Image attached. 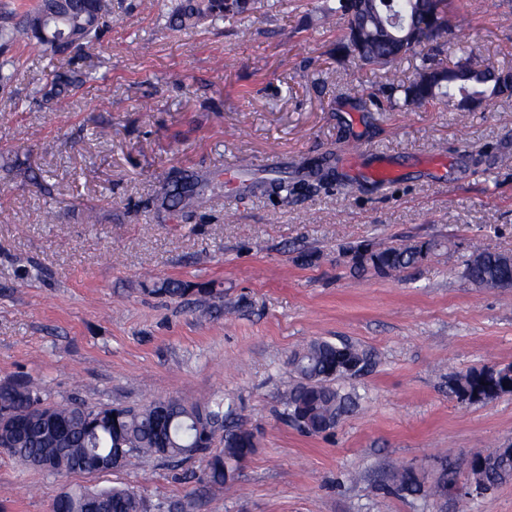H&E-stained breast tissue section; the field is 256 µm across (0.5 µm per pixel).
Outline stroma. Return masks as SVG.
<instances>
[{
  "instance_id": "obj_1",
  "label": "stroma",
  "mask_w": 512,
  "mask_h": 512,
  "mask_svg": "<svg viewBox=\"0 0 512 512\" xmlns=\"http://www.w3.org/2000/svg\"><path fill=\"white\" fill-rule=\"evenodd\" d=\"M173 31L171 0H112L73 68L95 65L56 112L37 90L44 61L8 51L0 90V385L44 402L136 406L240 398L256 453L222 489L198 459L172 468L52 476L0 456V512H52L77 485L129 486L164 512H512V482L462 493L470 459L512 443V395L470 405L450 376L512 364V288L464 276L480 251L512 254V96L475 112L439 104L383 112L376 93L412 78L420 55L375 71L337 53L323 0ZM472 22L448 55L512 70V0H467ZM326 157L340 184L293 196L217 192L172 212L176 176L247 165L299 180ZM389 162L385 184L363 166ZM435 240L392 275L356 272L352 248ZM182 283L180 296L165 293ZM349 343L374 360L346 381L356 407L325 436L283 415L290 354L310 340ZM432 500L396 491L392 471ZM448 469L442 465V473L433 487L422 489L421 483L411 469H404L396 472L393 476V484L396 490L421 494L424 498H434L444 496L448 492Z\"/></svg>"
}]
</instances>
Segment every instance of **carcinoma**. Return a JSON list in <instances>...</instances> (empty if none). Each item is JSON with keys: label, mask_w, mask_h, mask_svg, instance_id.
I'll list each match as a JSON object with an SVG mask.
<instances>
[{"label": "carcinoma", "mask_w": 512, "mask_h": 512, "mask_svg": "<svg viewBox=\"0 0 512 512\" xmlns=\"http://www.w3.org/2000/svg\"><path fill=\"white\" fill-rule=\"evenodd\" d=\"M178 0L163 15L165 27L172 30L194 28L234 19L265 7L264 0ZM451 0H336L324 6L328 16L339 20L341 36L337 51L353 54L364 64L378 69L390 67L401 57L428 48L427 62L417 68L407 82L390 83L383 89L385 106L381 111L425 107L444 101L460 112H471L483 103L507 92L501 72L471 60L445 65L435 61L467 16L450 8ZM448 12V23L431 26V18ZM112 12V0H40L22 19L0 16V49L19 45L47 61L48 72L39 93L51 108L69 104L71 90L97 80L92 69L76 73L55 64L63 48L80 51L98 38L101 20ZM420 35L418 45H406L409 37ZM305 178L260 181L255 186L275 193H293L299 188L320 187L337 178L333 167L314 160L303 166ZM223 187L211 178L179 177L171 181L164 203L185 208L190 201ZM440 244L424 241L406 245L364 247L366 261L356 270L372 269L390 274L411 267L438 250ZM465 276L480 287L500 288L512 284V255L480 251L468 261ZM371 364L367 353L352 345L338 346L313 340L288 359L294 383L282 398L283 414L308 435L325 434L355 404L352 393L337 381L359 376V363ZM448 389L458 399L472 405L485 404L512 394V364L502 368L472 369L448 381ZM242 402L211 396L186 404L179 399H157L141 406H113L95 409L77 401L43 407L38 390L18 382L0 385V412L10 424L0 428V452L50 474L67 472L99 473L105 462L110 468H124L135 461L154 457L167 465L199 458L205 462L208 483L217 488L234 481L242 463L257 450L255 434L239 423ZM222 433L224 447L212 442ZM485 468H472L474 485L488 491L512 480V453L489 448L484 453ZM396 490L425 498L448 492V469L442 468L434 486L424 489L410 469L393 476ZM53 512H151V505L130 487H80L60 494Z\"/></svg>", "instance_id": "obj_1"}]
</instances>
